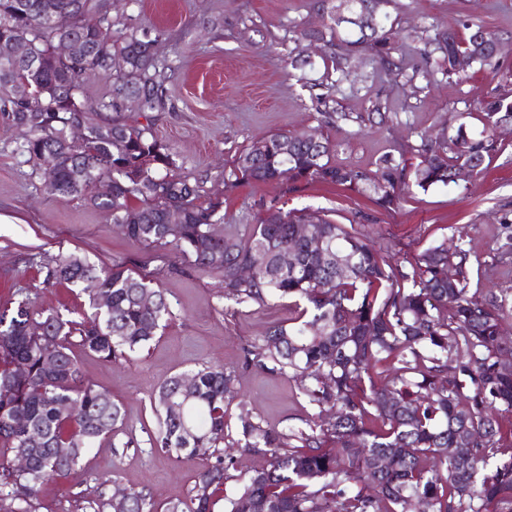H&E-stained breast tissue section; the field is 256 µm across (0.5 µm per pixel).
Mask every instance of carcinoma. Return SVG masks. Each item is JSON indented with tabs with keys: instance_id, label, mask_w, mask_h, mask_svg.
<instances>
[{
	"instance_id": "obj_1",
	"label": "carcinoma",
	"mask_w": 512,
	"mask_h": 512,
	"mask_svg": "<svg viewBox=\"0 0 512 512\" xmlns=\"http://www.w3.org/2000/svg\"><path fill=\"white\" fill-rule=\"evenodd\" d=\"M371 2L321 0L329 23L300 39L323 42L338 74L365 53L395 65L394 0H383L382 19L365 29L336 14L345 4L346 14L361 15ZM463 27V39L439 27L420 37L435 71L459 83L479 67L511 81L492 48L474 49L484 26ZM63 41L73 46L67 57L58 55ZM0 42L12 49L0 56V99L21 131L18 153L48 193L90 202L136 243L171 248L217 276L224 298L240 306L303 303L297 317L243 347L245 367L294 383L313 410L301 424L278 429L255 417L235 372L217 364L188 373L189 389L177 374L151 397L150 445L204 461L189 496L164 512H214L229 482L224 512H512V426L501 423L512 415V312L471 288L463 245L435 243L402 268L355 228L319 216L270 208L242 229L219 227L224 191L237 183L328 182L392 210L415 189L465 182L499 150L495 130L512 122L511 96L479 102L478 136L463 122L444 140L421 136L416 163L384 157L374 170L341 167L323 134L280 132L245 146L229 173L192 177L154 135L169 110L170 60L147 32L114 28L112 0H0ZM90 77L106 86L104 98L89 95ZM132 96L143 124L122 117ZM336 118L381 123L387 113L377 101ZM74 125L86 129L84 141L69 137ZM244 265L254 268L246 281L236 273ZM38 273L45 288H82L93 312L72 320L28 295L0 309V489L16 503L12 512H36L42 487L76 474L97 442L128 445L121 404L84 378L75 350L137 361L172 315L150 275L119 264L60 252ZM233 448L266 464L234 474ZM21 454L26 469L16 466ZM126 512L159 508L130 489Z\"/></svg>"
}]
</instances>
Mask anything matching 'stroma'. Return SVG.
Wrapping results in <instances>:
<instances>
[{
	"label": "stroma",
	"mask_w": 512,
	"mask_h": 512,
	"mask_svg": "<svg viewBox=\"0 0 512 512\" xmlns=\"http://www.w3.org/2000/svg\"><path fill=\"white\" fill-rule=\"evenodd\" d=\"M112 16L117 26H138L159 38L168 54L169 109L155 133L192 176L230 170L241 147L278 131L321 130L342 166L372 169L386 155L409 158L420 134L456 127L458 113H468L469 131L480 133L477 102L500 83L486 71L459 84L439 74L424 77L423 62L410 50L400 68L376 70L365 63L331 89L323 83L319 51L301 78H292L290 62L306 48L299 32L323 23L316 0H133ZM391 19L409 37L434 24L458 31L464 20L482 21L501 39L503 67L512 70V0H396ZM376 101L389 112L384 124L336 118L367 111ZM496 138L500 149L482 174L459 186L414 191L392 211L375 209L331 183L293 192L250 183L226 192L224 221L253 223L265 205L324 213L354 225L402 266L434 243L459 242L469 252L472 287L491 291L512 309V129L499 130ZM19 139L0 108V305L10 306L27 291L38 307L83 318L86 294L39 285L40 262L65 248L97 265L119 263L157 277L173 312L162 336L145 350L144 364L79 355L84 376L121 401L134 443L116 448L111 441L98 442L79 474L44 488L41 501L49 512H92V503L111 502L118 487L140 490L161 506L185 498L200 462L150 447L156 427L150 397L170 376L202 363L235 370L240 395L268 424L281 429L305 417L293 382L242 365L243 346L294 316L292 304L280 300L258 308L224 300L216 277L197 272L171 249L145 248L122 235L100 209L47 194L33 165L16 154Z\"/></svg>",
	"instance_id": "35a3bbf8"
}]
</instances>
